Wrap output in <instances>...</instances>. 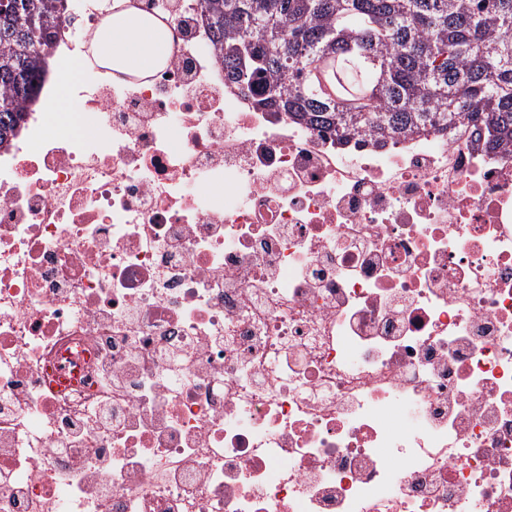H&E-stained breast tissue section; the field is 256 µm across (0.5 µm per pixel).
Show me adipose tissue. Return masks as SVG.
Listing matches in <instances>:
<instances>
[{
	"label": "adipose tissue",
	"instance_id": "obj_1",
	"mask_svg": "<svg viewBox=\"0 0 512 512\" xmlns=\"http://www.w3.org/2000/svg\"><path fill=\"white\" fill-rule=\"evenodd\" d=\"M167 30L133 15L118 17L99 40L101 52L108 61L141 72L161 63L167 50Z\"/></svg>",
	"mask_w": 512,
	"mask_h": 512
}]
</instances>
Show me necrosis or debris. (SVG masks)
<instances>
[{"instance_id":"obj_1","label":"necrosis or debris","mask_w":512,"mask_h":512,"mask_svg":"<svg viewBox=\"0 0 512 512\" xmlns=\"http://www.w3.org/2000/svg\"><path fill=\"white\" fill-rule=\"evenodd\" d=\"M66 5L0 148V512H512V160L253 109L201 0ZM119 6L148 75L90 58Z\"/></svg>"}]
</instances>
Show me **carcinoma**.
Returning a JSON list of instances; mask_svg holds the SVG:
<instances>
[{"mask_svg": "<svg viewBox=\"0 0 512 512\" xmlns=\"http://www.w3.org/2000/svg\"><path fill=\"white\" fill-rule=\"evenodd\" d=\"M224 79L339 141L479 125L512 158V0H202ZM65 0L0 10V144L35 96Z\"/></svg>", "mask_w": 512, "mask_h": 512, "instance_id": "cac0c4a2", "label": "carcinoma"}]
</instances>
